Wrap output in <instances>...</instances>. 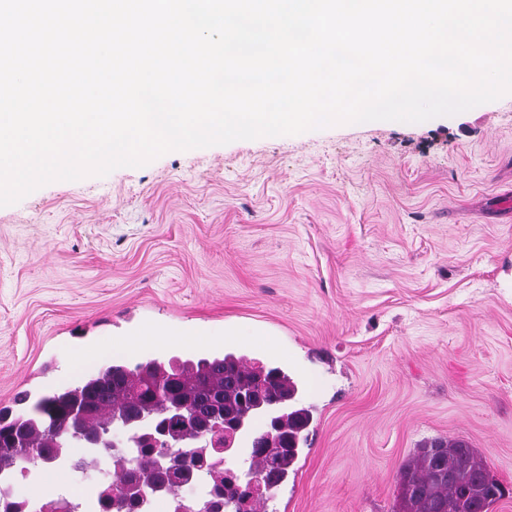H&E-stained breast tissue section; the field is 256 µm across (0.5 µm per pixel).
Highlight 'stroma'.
Instances as JSON below:
<instances>
[{"instance_id": "1", "label": "stroma", "mask_w": 512, "mask_h": 512, "mask_svg": "<svg viewBox=\"0 0 512 512\" xmlns=\"http://www.w3.org/2000/svg\"><path fill=\"white\" fill-rule=\"evenodd\" d=\"M184 328L120 363L231 352L287 370L312 413L264 512H393L435 438L467 442L512 512V93L172 151L0 207V408L96 372L77 351ZM48 474L92 502L98 468Z\"/></svg>"}]
</instances>
